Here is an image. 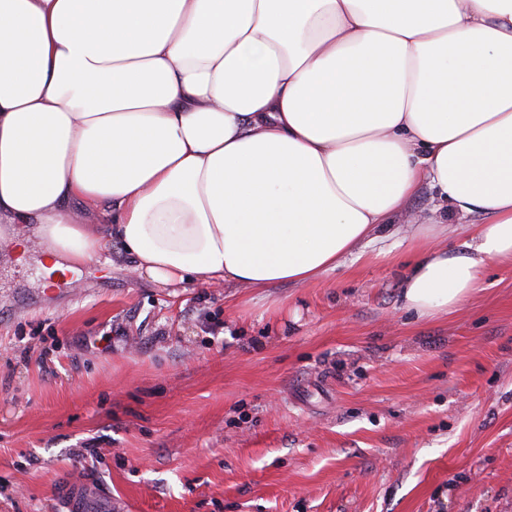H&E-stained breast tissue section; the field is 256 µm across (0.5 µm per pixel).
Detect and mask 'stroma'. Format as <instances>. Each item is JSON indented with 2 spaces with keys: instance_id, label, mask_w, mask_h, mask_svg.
<instances>
[{
  "instance_id": "1",
  "label": "stroma",
  "mask_w": 512,
  "mask_h": 512,
  "mask_svg": "<svg viewBox=\"0 0 512 512\" xmlns=\"http://www.w3.org/2000/svg\"><path fill=\"white\" fill-rule=\"evenodd\" d=\"M378 250L263 289L0 257V512L72 477L112 512H512V266L424 319Z\"/></svg>"
}]
</instances>
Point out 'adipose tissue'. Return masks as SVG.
Masks as SVG:
<instances>
[{"mask_svg": "<svg viewBox=\"0 0 512 512\" xmlns=\"http://www.w3.org/2000/svg\"><path fill=\"white\" fill-rule=\"evenodd\" d=\"M389 238L421 318L512 264V0H0V240L45 273L306 285ZM434 192L428 187H424L414 198L407 204L403 213L396 218V224H405L413 216L423 217L431 216V210L434 202L432 201Z\"/></svg>", "mask_w": 512, "mask_h": 512, "instance_id": "adipose-tissue-1", "label": "adipose tissue"}]
</instances>
